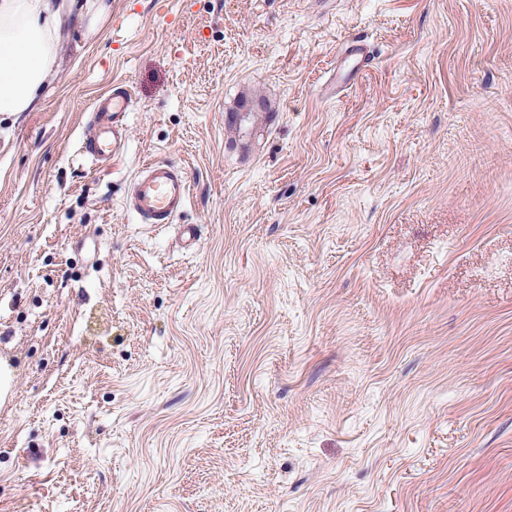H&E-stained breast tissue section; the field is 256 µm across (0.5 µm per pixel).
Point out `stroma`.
Wrapping results in <instances>:
<instances>
[{
  "mask_svg": "<svg viewBox=\"0 0 512 512\" xmlns=\"http://www.w3.org/2000/svg\"><path fill=\"white\" fill-rule=\"evenodd\" d=\"M108 3L0 114V512H512V0ZM337 55L341 64L336 68V75L333 77L328 93L324 95L335 98L341 95L344 87L350 82L356 81L370 67L374 58L364 39L355 37L342 43ZM134 103V93L126 83L113 84L112 90L94 100L92 133L85 138L82 151L96 165L113 164L123 156ZM190 193L188 173L181 164L151 160L143 162L130 181L125 208L144 224L164 228L174 224L185 210Z\"/></svg>",
  "mask_w": 512,
  "mask_h": 512,
  "instance_id": "35a3bbf8",
  "label": "stroma"
}]
</instances>
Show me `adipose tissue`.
<instances>
[{
  "label": "adipose tissue",
  "mask_w": 512,
  "mask_h": 512,
  "mask_svg": "<svg viewBox=\"0 0 512 512\" xmlns=\"http://www.w3.org/2000/svg\"><path fill=\"white\" fill-rule=\"evenodd\" d=\"M69 0H0V113L39 103L60 66Z\"/></svg>",
  "instance_id": "1"
}]
</instances>
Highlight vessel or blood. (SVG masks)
Returning a JSON list of instances; mask_svg holds the SVG:
<instances>
[{
    "mask_svg": "<svg viewBox=\"0 0 512 512\" xmlns=\"http://www.w3.org/2000/svg\"><path fill=\"white\" fill-rule=\"evenodd\" d=\"M340 65L328 88L329 97L341 95L350 82L369 68L372 55L364 39L355 37L340 46ZM135 97L125 83L113 84L93 102L91 134L85 138L83 153L96 165H107L125 152L128 116ZM190 193L188 173L182 165L170 161L143 162L130 181L124 200L126 209L136 213L143 223L163 228L174 223L185 210Z\"/></svg>",
    "mask_w": 512,
    "mask_h": 512,
    "instance_id": "obj_1",
    "label": "vessel or blood"
}]
</instances>
